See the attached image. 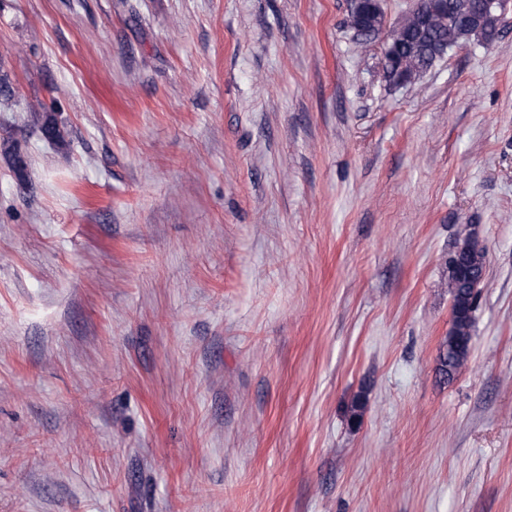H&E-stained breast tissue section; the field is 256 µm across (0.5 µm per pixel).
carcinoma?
Here are the masks:
<instances>
[{
  "label": "carcinoma",
  "instance_id": "carcinoma-1",
  "mask_svg": "<svg viewBox=\"0 0 512 512\" xmlns=\"http://www.w3.org/2000/svg\"><path fill=\"white\" fill-rule=\"evenodd\" d=\"M477 0H437L440 8L433 12L434 22L424 26L420 22L421 11L410 10L397 26L396 37L391 49L393 56L405 61L407 68L423 77L442 59L444 49L464 45L472 40L490 43L499 35L496 12L482 19H476ZM461 269L448 267L449 282L458 281L461 273L481 276L486 271L485 253L482 250L470 251L460 259ZM455 300L453 327L442 344L439 371L446 380L453 378L465 364L468 349L456 346L459 340L471 339V326L475 305L472 291L458 289Z\"/></svg>",
  "mask_w": 512,
  "mask_h": 512
}]
</instances>
